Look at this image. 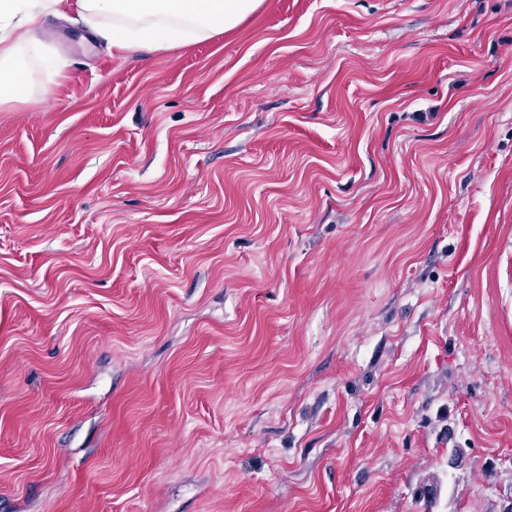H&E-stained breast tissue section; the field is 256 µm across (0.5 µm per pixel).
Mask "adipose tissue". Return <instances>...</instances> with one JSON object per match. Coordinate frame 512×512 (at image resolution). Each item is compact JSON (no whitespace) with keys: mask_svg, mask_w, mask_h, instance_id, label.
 Returning a JSON list of instances; mask_svg holds the SVG:
<instances>
[{"mask_svg":"<svg viewBox=\"0 0 512 512\" xmlns=\"http://www.w3.org/2000/svg\"><path fill=\"white\" fill-rule=\"evenodd\" d=\"M262 0H0V107L25 100L29 61L43 62V21L76 11L113 50H168L238 26Z\"/></svg>","mask_w":512,"mask_h":512,"instance_id":"obj_1","label":"adipose tissue"}]
</instances>
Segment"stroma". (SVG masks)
I'll return each mask as SVG.
<instances>
[{"mask_svg":"<svg viewBox=\"0 0 512 512\" xmlns=\"http://www.w3.org/2000/svg\"><path fill=\"white\" fill-rule=\"evenodd\" d=\"M51 27L0 107V512H500L512 0Z\"/></svg>","mask_w":512,"mask_h":512,"instance_id":"1","label":"stroma"}]
</instances>
